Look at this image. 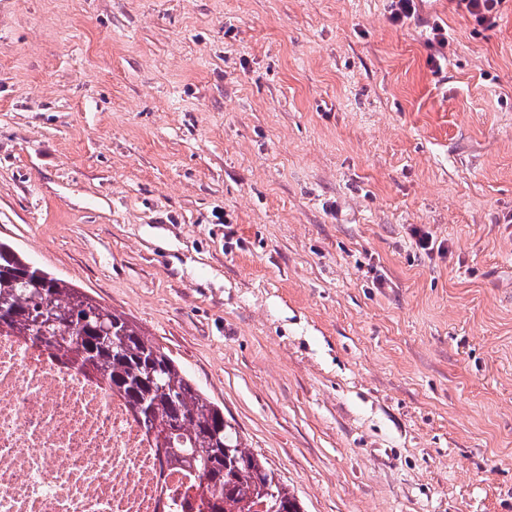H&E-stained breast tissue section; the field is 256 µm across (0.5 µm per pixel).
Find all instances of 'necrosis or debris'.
<instances>
[{"label": "necrosis or debris", "mask_w": 512, "mask_h": 512, "mask_svg": "<svg viewBox=\"0 0 512 512\" xmlns=\"http://www.w3.org/2000/svg\"><path fill=\"white\" fill-rule=\"evenodd\" d=\"M190 479L101 380L0 334V512H188Z\"/></svg>", "instance_id": "4bbe7bcc"}]
</instances>
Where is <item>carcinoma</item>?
<instances>
[{
    "label": "carcinoma",
    "instance_id": "carcinoma-1",
    "mask_svg": "<svg viewBox=\"0 0 512 512\" xmlns=\"http://www.w3.org/2000/svg\"><path fill=\"white\" fill-rule=\"evenodd\" d=\"M0 333L45 345L62 363L121 395L167 461L186 464L201 512H302L163 347L124 313L0 242Z\"/></svg>",
    "mask_w": 512,
    "mask_h": 512
}]
</instances>
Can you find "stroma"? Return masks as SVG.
I'll return each mask as SVG.
<instances>
[{
  "instance_id": "35a3bbf8",
  "label": "stroma",
  "mask_w": 512,
  "mask_h": 512,
  "mask_svg": "<svg viewBox=\"0 0 512 512\" xmlns=\"http://www.w3.org/2000/svg\"><path fill=\"white\" fill-rule=\"evenodd\" d=\"M0 241L302 512H512V0H0ZM479 26L492 28L497 24L498 7L504 0H456Z\"/></svg>"
}]
</instances>
